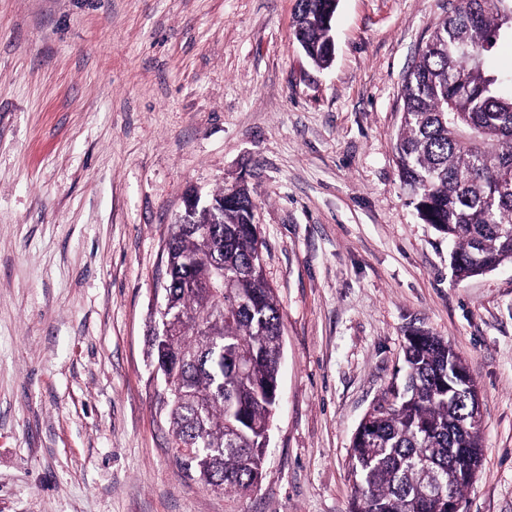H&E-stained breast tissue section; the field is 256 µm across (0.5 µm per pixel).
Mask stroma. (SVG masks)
I'll return each mask as SVG.
<instances>
[{
  "mask_svg": "<svg viewBox=\"0 0 512 512\" xmlns=\"http://www.w3.org/2000/svg\"><path fill=\"white\" fill-rule=\"evenodd\" d=\"M0 0V512H349L350 451L425 328L481 395L460 512H512V264L456 280L395 163L402 86L448 0ZM245 187L282 316L261 482L177 467L149 358L187 188ZM334 1L337 8L338 0H303L293 22L295 40L298 30L306 42L305 55L317 67L329 61Z\"/></svg>",
  "mask_w": 512,
  "mask_h": 512,
  "instance_id": "stroma-1",
  "label": "stroma"
}]
</instances>
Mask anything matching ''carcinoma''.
Listing matches in <instances>:
<instances>
[{
  "label": "carcinoma",
  "instance_id": "1",
  "mask_svg": "<svg viewBox=\"0 0 512 512\" xmlns=\"http://www.w3.org/2000/svg\"><path fill=\"white\" fill-rule=\"evenodd\" d=\"M448 15L418 54L403 89L395 144L419 218L453 244L457 277L512 263V69L487 59L512 40V0H448ZM334 0H302L293 29L316 66L329 61ZM224 197V223L198 209L167 243L178 335L151 343L178 391L168 404L174 455L207 489L258 488L266 434L279 407L281 315L265 280L258 225L246 195ZM224 262V299L182 280ZM398 402L374 406L351 445V512H448L482 460L478 387L444 338L407 336Z\"/></svg>",
  "mask_w": 512,
  "mask_h": 512
}]
</instances>
